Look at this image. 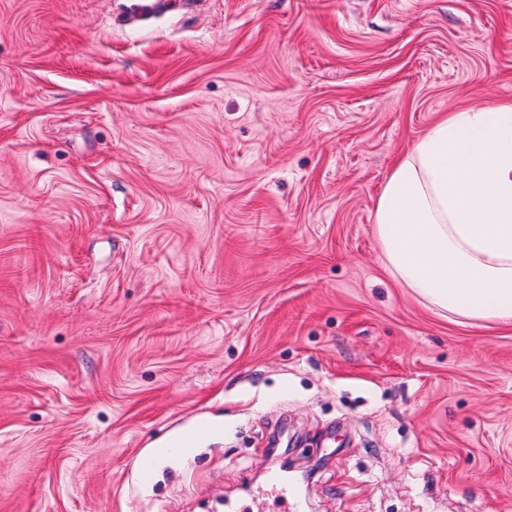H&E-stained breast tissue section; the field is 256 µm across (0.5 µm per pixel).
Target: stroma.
I'll return each instance as SVG.
<instances>
[{"mask_svg":"<svg viewBox=\"0 0 512 512\" xmlns=\"http://www.w3.org/2000/svg\"><path fill=\"white\" fill-rule=\"evenodd\" d=\"M508 100L512 0H0V512H512V324L373 231Z\"/></svg>","mask_w":512,"mask_h":512,"instance_id":"stroma-1","label":"stroma"}]
</instances>
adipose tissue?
I'll return each mask as SVG.
<instances>
[{
	"instance_id": "adipose-tissue-1",
	"label": "adipose tissue",
	"mask_w": 512,
	"mask_h": 512,
	"mask_svg": "<svg viewBox=\"0 0 512 512\" xmlns=\"http://www.w3.org/2000/svg\"><path fill=\"white\" fill-rule=\"evenodd\" d=\"M383 265L437 315L512 322V102L451 112L393 166L374 208Z\"/></svg>"
}]
</instances>
